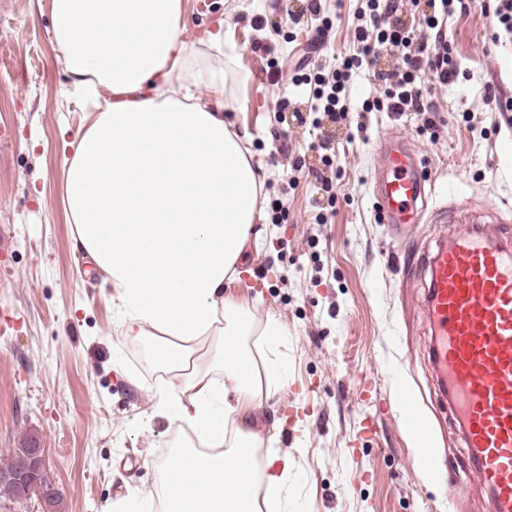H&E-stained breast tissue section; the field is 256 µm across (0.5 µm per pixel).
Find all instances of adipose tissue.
Listing matches in <instances>:
<instances>
[{"label":"adipose tissue","mask_w":512,"mask_h":512,"mask_svg":"<svg viewBox=\"0 0 512 512\" xmlns=\"http://www.w3.org/2000/svg\"><path fill=\"white\" fill-rule=\"evenodd\" d=\"M181 15V0H52L72 93L97 110L67 162L74 247L113 288L122 335L149 342L169 375L155 415L200 442L168 460L163 512H288L293 456L258 463L253 428L288 383V330L224 296L262 182L221 108L196 94L202 82L223 93L224 70L192 64Z\"/></svg>","instance_id":"adipose-tissue-1"}]
</instances>
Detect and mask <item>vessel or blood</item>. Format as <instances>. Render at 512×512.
<instances>
[{
	"label": "vessel or blood",
	"mask_w": 512,
	"mask_h": 512,
	"mask_svg": "<svg viewBox=\"0 0 512 512\" xmlns=\"http://www.w3.org/2000/svg\"><path fill=\"white\" fill-rule=\"evenodd\" d=\"M387 167L376 185L385 224H416L435 193L402 141L382 147ZM431 363L442 398L468 450L467 483L490 512H512V229L478 226L439 245L425 260ZM421 456L432 442L419 413L402 409Z\"/></svg>",
	"instance_id": "obj_1"
}]
</instances>
